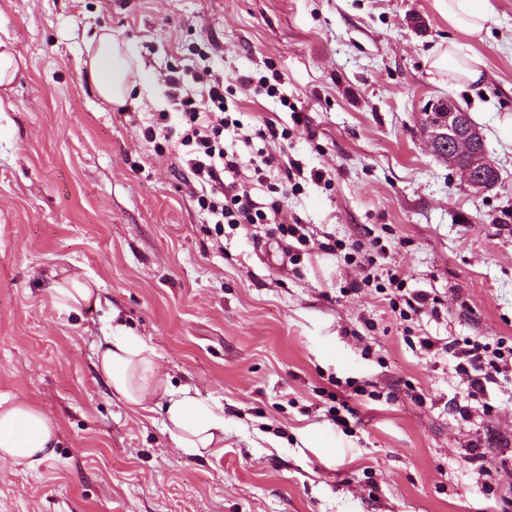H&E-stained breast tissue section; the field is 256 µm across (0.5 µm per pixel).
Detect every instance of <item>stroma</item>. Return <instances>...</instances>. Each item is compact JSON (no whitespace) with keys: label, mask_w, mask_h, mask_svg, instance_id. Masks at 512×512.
Masks as SVG:
<instances>
[{"label":"stroma","mask_w":512,"mask_h":512,"mask_svg":"<svg viewBox=\"0 0 512 512\" xmlns=\"http://www.w3.org/2000/svg\"><path fill=\"white\" fill-rule=\"evenodd\" d=\"M487 6L476 40L437 0H0L18 63L0 86V395L59 439L37 469L0 459V512H512V364L473 399L447 349L512 346V0ZM103 27L143 63L134 108L86 79L84 39ZM451 41L482 58L483 81L433 68ZM208 67L243 131L271 118L281 132L224 134L255 202L296 183L277 224L219 233L198 201L172 98L203 104ZM243 75L277 76L276 96ZM445 96L500 171L483 195L420 132ZM260 151L280 168L258 183ZM296 223L305 242L279 230ZM336 240L352 256L325 250ZM61 271L97 279L99 307L58 312ZM394 271L435 310L392 308ZM115 319L223 413V447L185 455L162 409L112 396L96 352Z\"/></svg>","instance_id":"35a3bbf8"}]
</instances>
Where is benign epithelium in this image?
Here are the masks:
<instances>
[{
  "instance_id": "7a95c632",
  "label": "benign epithelium",
  "mask_w": 512,
  "mask_h": 512,
  "mask_svg": "<svg viewBox=\"0 0 512 512\" xmlns=\"http://www.w3.org/2000/svg\"><path fill=\"white\" fill-rule=\"evenodd\" d=\"M425 112L436 124L427 125L423 137L430 148H435V125L445 124L443 131L448 133V150L464 149L474 152L473 165L462 170L469 192L480 196L494 188L500 180V171L488 161L484 135L480 128L467 120L466 112L450 97L428 102Z\"/></svg>"
}]
</instances>
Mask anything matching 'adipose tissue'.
I'll return each mask as SVG.
<instances>
[{
    "instance_id": "adipose-tissue-1",
    "label": "adipose tissue",
    "mask_w": 512,
    "mask_h": 512,
    "mask_svg": "<svg viewBox=\"0 0 512 512\" xmlns=\"http://www.w3.org/2000/svg\"><path fill=\"white\" fill-rule=\"evenodd\" d=\"M449 25L471 38H480L493 17L483 0H442ZM86 72L98 96L122 107L131 100L142 65L131 47L104 30L85 44ZM58 309L80 312L100 302L98 282L69 274L49 287ZM96 369L112 395L132 410L149 409L163 400L164 428L177 448L201 456L218 446L224 418L191 393L190 386L173 387L156 361L155 351L125 324H113L98 345ZM57 434L32 404L0 396V458L37 468L54 456Z\"/></svg>"
}]
</instances>
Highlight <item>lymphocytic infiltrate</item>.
Wrapping results in <instances>:
<instances>
[{"label": "lymphocytic infiltrate", "mask_w": 512, "mask_h": 512, "mask_svg": "<svg viewBox=\"0 0 512 512\" xmlns=\"http://www.w3.org/2000/svg\"><path fill=\"white\" fill-rule=\"evenodd\" d=\"M210 104L197 110L191 101H183L187 118L181 143L188 147L187 164L194 179L201 187V197L208 209L221 224H271L280 212L288 195L287 183L271 184L270 200L257 206L248 191L239 189L237 182L225 181L224 176L238 171L240 162L236 155L224 150V132L230 125L226 115L228 106L224 99V79L212 75L209 90ZM512 360V347L501 350L489 344L466 340L460 350V361L455 371L467 387L469 396L476 397L486 391L501 363Z\"/></svg>", "instance_id": "f902f5d3"}]
</instances>
